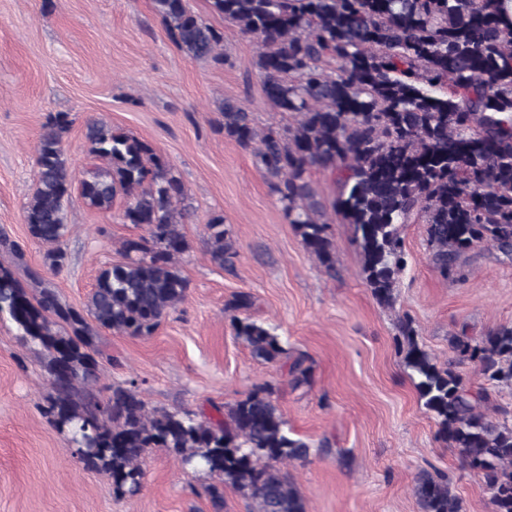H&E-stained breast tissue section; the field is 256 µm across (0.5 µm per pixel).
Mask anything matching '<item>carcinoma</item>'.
<instances>
[{"label": "carcinoma", "mask_w": 512, "mask_h": 512, "mask_svg": "<svg viewBox=\"0 0 512 512\" xmlns=\"http://www.w3.org/2000/svg\"><path fill=\"white\" fill-rule=\"evenodd\" d=\"M153 2L186 58L224 62V34L187 0ZM210 2L256 42L253 65L266 98L296 117L281 132L262 133L250 113L226 100L224 137L252 151L288 223L320 264L332 268L334 245L310 181L314 169L336 173L333 208L353 226L362 274L382 304L395 301L407 264L405 224L426 225L429 260L445 278H464L463 256L481 244L512 258V19L503 16L502 0ZM71 125L65 112L50 118L24 213L53 272L66 260L65 205L75 175L62 141ZM86 138L89 154L106 167L80 182L83 198L109 209L123 192L124 221L146 234L124 242L126 262L101 270L83 308L42 282L33 295L0 267V314L44 351L55 427L71 436L82 460L110 475L118 496L140 490L148 450L164 448L218 478L205 488L214 512L224 508L226 486L251 500V512H307L281 465L307 461L311 446L291 435L269 385L217 421L186 410L150 411L133 382L112 387L102 403L76 398L97 379L99 330L149 336L188 290L176 266L189 250L182 182L148 143L102 120L88 122ZM206 230L211 261L232 263L237 250L224 216H211ZM232 324L256 358L271 362L284 352L276 328L235 315ZM418 336L411 319L399 321L396 352L424 408L464 468L481 477L494 512H512V424L483 412L488 391L472 389L456 369L473 363L486 381L512 387V324L479 337L450 336L457 363L444 366ZM414 495L421 512H462L444 474L419 472Z\"/></svg>", "instance_id": "cac0c4a2"}]
</instances>
